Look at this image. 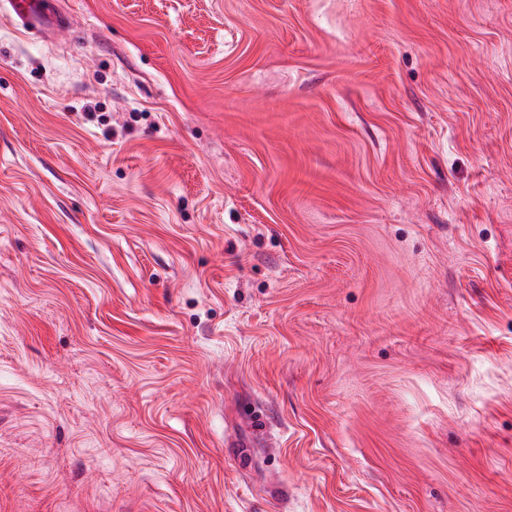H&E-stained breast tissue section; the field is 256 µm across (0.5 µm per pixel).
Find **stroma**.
Returning <instances> with one entry per match:
<instances>
[{
    "instance_id": "obj_1",
    "label": "stroma",
    "mask_w": 512,
    "mask_h": 512,
    "mask_svg": "<svg viewBox=\"0 0 512 512\" xmlns=\"http://www.w3.org/2000/svg\"><path fill=\"white\" fill-rule=\"evenodd\" d=\"M0 0V512H512V0ZM10 3L25 30L42 29L46 17L41 8L42 0H12Z\"/></svg>"
}]
</instances>
